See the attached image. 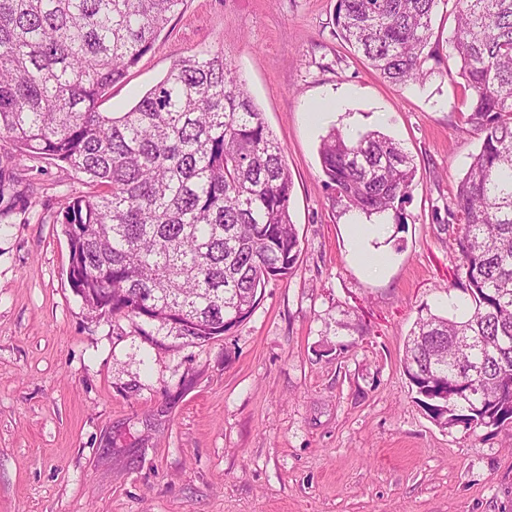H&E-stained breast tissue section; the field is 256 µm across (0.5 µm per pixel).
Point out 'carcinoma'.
<instances>
[{"instance_id": "carcinoma-1", "label": "carcinoma", "mask_w": 512, "mask_h": 512, "mask_svg": "<svg viewBox=\"0 0 512 512\" xmlns=\"http://www.w3.org/2000/svg\"><path fill=\"white\" fill-rule=\"evenodd\" d=\"M183 0H0V224L33 204L26 160L63 164L94 191L56 216L69 284L91 317L139 318L193 343L253 314L291 276L301 243L284 148L218 47L181 57L126 112L108 91L151 51ZM481 146L452 219L470 311L428 312L403 366L442 428L512 426V0H339L341 37L393 85L431 74L439 7ZM320 162L336 203L403 223L416 168L385 134L330 132Z\"/></svg>"}]
</instances>
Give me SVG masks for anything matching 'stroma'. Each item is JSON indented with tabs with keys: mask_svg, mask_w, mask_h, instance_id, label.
Wrapping results in <instances>:
<instances>
[{
	"mask_svg": "<svg viewBox=\"0 0 512 512\" xmlns=\"http://www.w3.org/2000/svg\"><path fill=\"white\" fill-rule=\"evenodd\" d=\"M338 0H183L103 108L124 112L180 57L223 48L285 150L294 274L213 341L90 318L54 221L88 185L38 162L37 204L0 224V512H512V429L438 426L402 359L420 313L468 303L451 246L456 187L480 147L440 61L383 81L339 36ZM379 131L413 156L403 223L383 217L376 274L354 259L318 148Z\"/></svg>",
	"mask_w": 512,
	"mask_h": 512,
	"instance_id": "obj_1",
	"label": "stroma"
}]
</instances>
